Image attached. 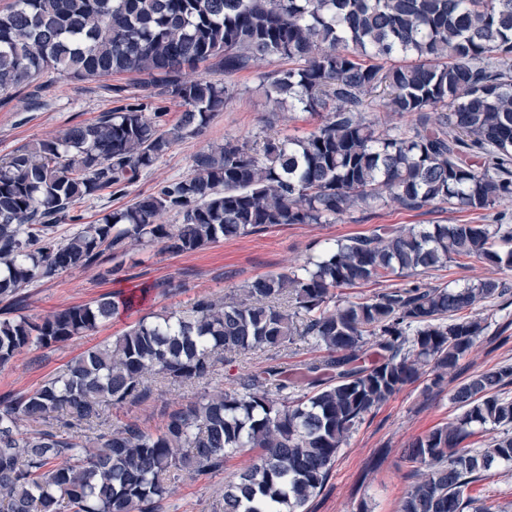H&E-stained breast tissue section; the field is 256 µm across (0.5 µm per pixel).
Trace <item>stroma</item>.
Returning <instances> with one entry per match:
<instances>
[{
  "mask_svg": "<svg viewBox=\"0 0 512 512\" xmlns=\"http://www.w3.org/2000/svg\"><path fill=\"white\" fill-rule=\"evenodd\" d=\"M39 82L45 90L36 104H28L21 93L0 107V157L61 136L71 126L91 121L112 107L104 81L65 80L49 71L42 74ZM234 82L235 98L214 118L205 135L174 145L151 170L143 173L131 187V194H146L162 181L187 176L192 156L207 145L223 143L225 137L263 140L268 107L259 80L256 74L247 72L236 76ZM490 221L482 211L439 208L425 212L388 207L334 224L271 227L180 255L163 252L156 245L140 246L124 256L123 271L116 279L102 277L94 269L44 278L21 291L24 311L33 317L88 303L106 293H126L144 286L149 292L134 309L113 316L94 332L50 348L17 353L6 367L0 368V394L23 395L37 389L61 372L73 357L121 335L141 317L183 310L199 296L221 297L259 277L290 272L336 240L369 233L376 225ZM492 274L512 283V269L495 271L475 259L462 266L452 263L420 274L419 280L432 286L460 288ZM472 313L483 320L485 330L456 371L438 379L430 370H421L417 379L373 409L340 449L328 482L309 501L307 512H358L363 504L370 512H399L405 493L414 482L404 459L409 443L458 416L459 409L451 396L465 379L501 364H512V300L491 299L477 304ZM201 390L198 384L162 385L156 392V402L113 410L111 419L135 420L155 430L164 423L163 409H176ZM251 461V454L243 453L229 462L224 473L176 481L160 512H223L225 480Z\"/></svg>",
  "mask_w": 512,
  "mask_h": 512,
  "instance_id": "1",
  "label": "stroma"
}]
</instances>
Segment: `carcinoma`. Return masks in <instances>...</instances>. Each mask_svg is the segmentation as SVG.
Instances as JSON below:
<instances>
[{"instance_id": "obj_1", "label": "carcinoma", "mask_w": 512, "mask_h": 512, "mask_svg": "<svg viewBox=\"0 0 512 512\" xmlns=\"http://www.w3.org/2000/svg\"><path fill=\"white\" fill-rule=\"evenodd\" d=\"M259 73L274 124L284 109L325 113L303 136L234 138L193 155L165 180L64 239L76 205L124 197L177 142L204 134ZM52 71L65 79L138 75L112 86V108L0 159V296L75 269L123 271L135 245L170 254L272 226L334 224L357 212L447 204L492 211L512 201V0H12L0 11V106ZM184 107L166 119L167 103ZM406 119L380 127L376 108ZM174 213L177 224H163ZM512 267V224L381 225L289 273L229 298L142 319L89 348L25 395H0V512H159L172 481L208 478L243 451L255 458L224 485V512H305L364 417L413 381L458 368L483 333L460 312L504 298L486 277L463 288L394 284L330 306L336 291L418 275L461 259ZM137 303L104 295L44 317L0 315V367L24 348L96 330ZM306 340L327 352L299 371L269 364L228 378L152 431L103 426L112 408L155 400L153 383H209L236 355ZM512 383L505 364L452 396L461 414L415 438L417 481L399 512H491L474 484L512 465ZM491 425L502 436L462 443Z\"/></svg>"}]
</instances>
